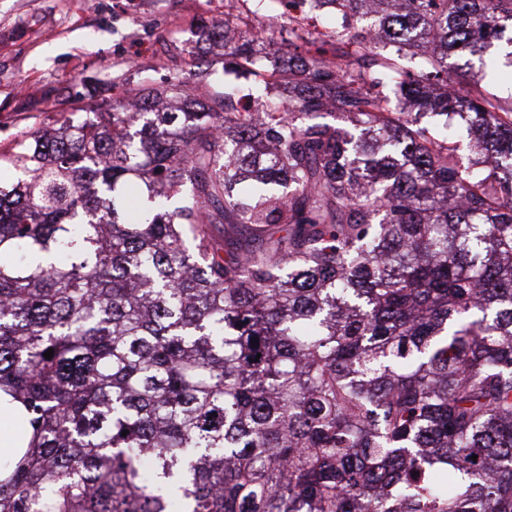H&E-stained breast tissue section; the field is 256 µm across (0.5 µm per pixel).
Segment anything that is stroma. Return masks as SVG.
Listing matches in <instances>:
<instances>
[{
	"label": "stroma",
	"mask_w": 512,
	"mask_h": 512,
	"mask_svg": "<svg viewBox=\"0 0 512 512\" xmlns=\"http://www.w3.org/2000/svg\"><path fill=\"white\" fill-rule=\"evenodd\" d=\"M257 10L278 32L266 70L288 66V20L280 0ZM224 0H0V151L22 135L103 96L157 87L173 76L209 71L214 85L248 87L228 72L213 44Z\"/></svg>",
	"instance_id": "obj_1"
}]
</instances>
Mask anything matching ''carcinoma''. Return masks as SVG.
<instances>
[{
	"label": "carcinoma",
	"instance_id": "carcinoma-1",
	"mask_svg": "<svg viewBox=\"0 0 512 512\" xmlns=\"http://www.w3.org/2000/svg\"><path fill=\"white\" fill-rule=\"evenodd\" d=\"M298 2L283 93L231 47L259 113L175 78L0 153V512H512V93L467 78L512 0ZM19 408V403L12 402L9 396L0 391V454L12 452L23 444L26 447L28 440L22 441L17 427Z\"/></svg>",
	"mask_w": 512,
	"mask_h": 512
}]
</instances>
